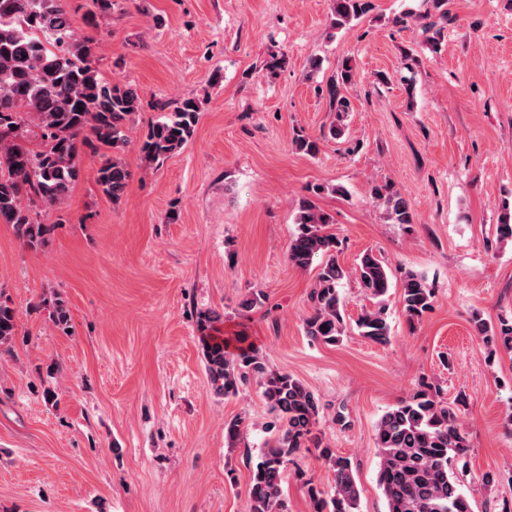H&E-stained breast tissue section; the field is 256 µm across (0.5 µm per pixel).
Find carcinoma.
Masks as SVG:
<instances>
[{
  "label": "carcinoma",
  "instance_id": "carcinoma-1",
  "mask_svg": "<svg viewBox=\"0 0 512 512\" xmlns=\"http://www.w3.org/2000/svg\"><path fill=\"white\" fill-rule=\"evenodd\" d=\"M447 0H431L438 18L419 16L426 42L436 47L444 39ZM368 0H333L335 26L341 28L366 12ZM98 42L76 35L67 0H0V224L11 227L25 247L47 246L52 224H43L33 204L59 209L79 178L82 156L103 149L120 150L128 143V123L141 108L139 90L125 82L106 83L92 62ZM356 81L350 59L342 61L336 77L327 85L336 122L328 136H342L338 122L350 109L345 91ZM199 119V103L182 100L174 112L150 127L141 146L145 158L160 163L192 138ZM30 125L41 130L43 147L33 151L21 143ZM130 173L114 157L98 168L102 192L116 202L126 189ZM397 224H411L414 215L404 196L388 186L374 189ZM496 224L497 241L512 242V211L502 206ZM297 233L288 245V262L307 269L320 260L310 292L312 313L304 321L311 339L335 345L344 336L345 310L339 288L348 272L336 255L339 241L329 232V215L313 201L302 202L295 219ZM356 280L373 300L355 321L358 334L378 344L390 340L387 297L391 288L384 261L371 253L360 258ZM435 294L425 278L407 272L402 277L400 302L411 325L432 310ZM52 326L63 333L71 328L66 301L55 296L42 300ZM221 316L200 311L197 330L203 347L207 379L215 394L226 398L254 379L262 396L283 423V432L265 450L252 473L246 512H285L283 483L291 457L313 441L319 459L332 470L334 493L325 499L310 484L307 494L313 512H358L359 489L350 458L318 442L320 402L302 382L287 373L268 368L260 351L250 345L231 346L219 337ZM476 329L490 348L512 352V319L502 318L497 327L476 321ZM17 334V314L8 298L0 296V354L12 353ZM466 397L444 400L441 388L423 383L412 396L386 411L378 421L375 445L379 458L378 484L387 512H473L461 491L457 463L467 457L470 444L460 429Z\"/></svg>",
  "mask_w": 512,
  "mask_h": 512
}]
</instances>
